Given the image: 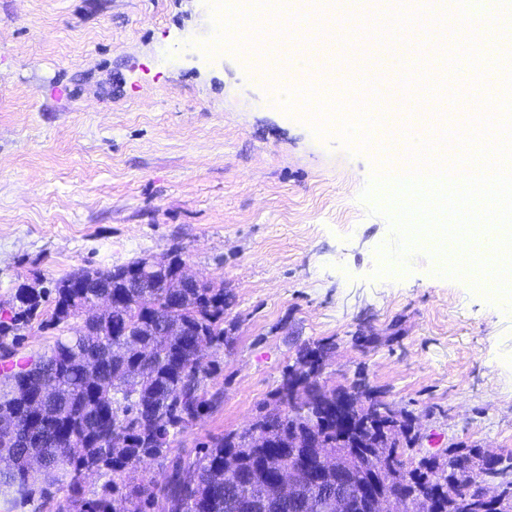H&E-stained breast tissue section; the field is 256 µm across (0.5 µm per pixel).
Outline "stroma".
Segmentation results:
<instances>
[{"instance_id":"stroma-1","label":"stroma","mask_w":512,"mask_h":512,"mask_svg":"<svg viewBox=\"0 0 512 512\" xmlns=\"http://www.w3.org/2000/svg\"><path fill=\"white\" fill-rule=\"evenodd\" d=\"M220 6L0 0V319L19 286L138 258L176 253L188 273L224 284L228 344L205 381L213 406L130 482L161 479L210 438L249 428L299 349L319 342L320 385L364 377L423 450L512 452V304L442 276L423 249L374 277L391 227L359 194L384 157L342 129L364 80L387 89L388 149L415 122L467 128L483 97L506 92L497 17L457 10L436 66L397 52L431 43L419 2L313 0L261 21L270 54L287 29L329 37L323 60L338 80L322 125L305 101L282 107L233 48L203 53ZM473 27L482 41L464 42ZM72 332L32 322L13 360Z\"/></svg>"}]
</instances>
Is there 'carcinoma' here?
<instances>
[{"mask_svg":"<svg viewBox=\"0 0 512 512\" xmlns=\"http://www.w3.org/2000/svg\"><path fill=\"white\" fill-rule=\"evenodd\" d=\"M183 262L175 255L160 268L134 259L104 269H79L54 285L55 325L81 316L92 299L76 282L97 275L116 305L59 338L34 366L0 374V411L10 429L0 430V485L13 500H26L32 484H68L64 512H297L290 502L320 495L312 470L332 481L321 457L349 465L352 480L374 475L364 448L391 463L382 478L396 498L414 495L413 512H512V484L498 495L497 508L467 492L468 484L491 474L484 465L500 458L488 451L461 454L446 449L423 456L418 437L402 414L354 383L347 389L319 385L327 345L298 351L277 391L279 404L260 408L252 428L210 440L204 452L178 462L162 481L132 484L124 472L145 459L163 457L170 438L211 408L198 366L197 348L206 340L215 354L224 346V311L231 295L224 283L172 288ZM45 295L18 288L11 323L0 321V340L44 316ZM294 470V492L284 504L273 494L277 470ZM85 471L112 478V497L88 499Z\"/></svg>","mask_w":512,"mask_h":512,"instance_id":"obj_1","label":"carcinoma"}]
</instances>
